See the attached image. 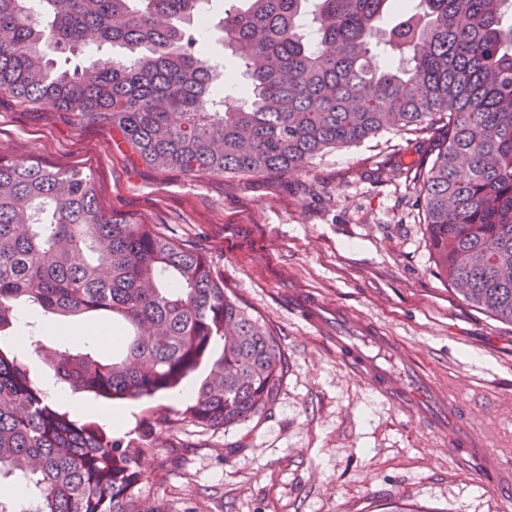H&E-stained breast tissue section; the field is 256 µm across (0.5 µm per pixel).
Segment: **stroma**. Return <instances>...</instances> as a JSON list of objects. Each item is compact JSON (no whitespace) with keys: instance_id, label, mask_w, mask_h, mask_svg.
<instances>
[{"instance_id":"35a3bbf8","label":"stroma","mask_w":512,"mask_h":512,"mask_svg":"<svg viewBox=\"0 0 512 512\" xmlns=\"http://www.w3.org/2000/svg\"><path fill=\"white\" fill-rule=\"evenodd\" d=\"M439 147L388 130L291 176L189 175L145 164L109 125L75 126L53 106L0 92V154L89 170L103 207L205 254L288 360L272 411L224 430L156 423L193 403L199 371L181 395L81 392L58 410L101 425L124 410L112 435L155 444L141 497L167 512H502L421 418L361 382L288 304L312 291L394 337L512 465V323L471 307L436 272L412 181V164Z\"/></svg>"}]
</instances>
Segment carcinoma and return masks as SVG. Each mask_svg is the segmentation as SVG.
Here are the masks:
<instances>
[{
    "label": "carcinoma",
    "mask_w": 512,
    "mask_h": 512,
    "mask_svg": "<svg viewBox=\"0 0 512 512\" xmlns=\"http://www.w3.org/2000/svg\"><path fill=\"white\" fill-rule=\"evenodd\" d=\"M212 2L0 0V91L72 124L107 122L143 162L192 175H293L330 149L441 123L444 146L413 177L433 263L472 307L512 322L507 0H242L220 25L242 69L234 106L207 56ZM83 52L88 66L54 67ZM21 305L125 328L120 357L45 352L28 336L74 392L152 397L207 363L179 411L205 429L270 411L288 368L202 253L102 207L82 169L0 156V339ZM155 452L59 412L0 348V512H165L140 499Z\"/></svg>",
    "instance_id": "carcinoma-1"
}]
</instances>
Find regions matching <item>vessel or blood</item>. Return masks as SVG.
Listing matches in <instances>:
<instances>
[{
    "label": "vessel or blood",
    "instance_id": "vessel-or-blood-1",
    "mask_svg": "<svg viewBox=\"0 0 512 512\" xmlns=\"http://www.w3.org/2000/svg\"><path fill=\"white\" fill-rule=\"evenodd\" d=\"M294 302L303 319L316 330L335 326L336 333L329 341L358 376L372 387L396 396L413 415L425 419L437 435L443 436L449 456L497 490L505 512H512V475L495 464L486 442L477 438L469 425L456 420L447 398L414 360L396 357L364 319L329 311L314 298L298 295Z\"/></svg>",
    "mask_w": 512,
    "mask_h": 512
}]
</instances>
